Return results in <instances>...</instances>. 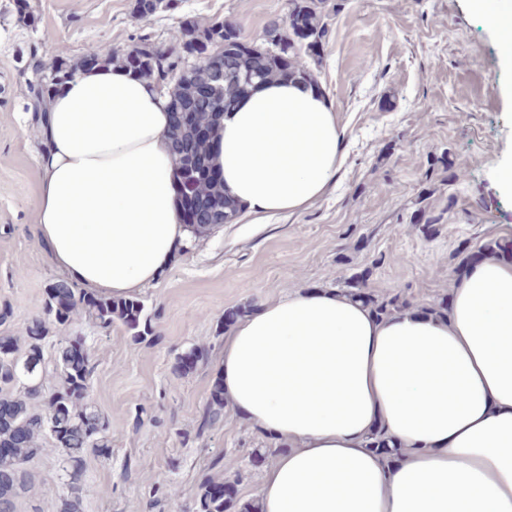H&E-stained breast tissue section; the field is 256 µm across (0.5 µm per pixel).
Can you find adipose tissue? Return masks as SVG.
Wrapping results in <instances>:
<instances>
[{"mask_svg":"<svg viewBox=\"0 0 512 512\" xmlns=\"http://www.w3.org/2000/svg\"><path fill=\"white\" fill-rule=\"evenodd\" d=\"M168 100L94 68L43 115L38 237L87 293L138 295L185 245ZM343 142L323 88L283 82L226 113L213 151L255 224L323 197ZM218 380L237 417L290 445L263 471L259 512H512V258L468 267L442 315L284 294L232 324ZM376 433L385 449L366 447Z\"/></svg>","mask_w":512,"mask_h":512,"instance_id":"obj_1","label":"adipose tissue"}]
</instances>
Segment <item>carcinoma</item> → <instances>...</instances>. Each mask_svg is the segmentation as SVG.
Listing matches in <instances>:
<instances>
[{
  "mask_svg": "<svg viewBox=\"0 0 512 512\" xmlns=\"http://www.w3.org/2000/svg\"><path fill=\"white\" fill-rule=\"evenodd\" d=\"M339 3L332 0H288V17L271 20L259 40H246L238 26L229 21L201 25L185 17L181 21V42L173 51H162L150 39L140 38L123 51L108 55V61L126 68L140 78L158 84L166 71L178 70L172 83L170 111L187 99L196 102V126L208 129L197 135L196 126L174 124L168 131L176 175L186 193L209 209L210 224H228L239 214L240 206L224 192L223 182L208 176L214 167L211 144L221 127L224 113L236 101L249 95L254 85L281 80L285 63L289 80L317 82L315 71L323 63V46L331 14ZM133 12L142 21L157 14L154 0H134ZM224 71V83L207 92L201 87L213 82V74ZM46 308L54 322L65 327L73 312L81 309L99 326L108 328L119 321L133 340L142 342L150 335L143 320L145 305L138 299L89 297L64 283L51 285L46 292ZM48 328L41 321L27 327L23 336H0V512H14L15 499L35 487L27 462L53 452L61 457L63 492L48 508L35 512H83L81 484L84 460L89 453L112 455L110 421L90 396L93 371L90 353L61 336L55 343L53 366L55 383L44 392L38 372L48 343ZM24 393L13 392L23 380ZM43 400L39 412L30 401ZM224 419V399L214 389L203 413L202 426L210 427ZM50 448H45L44 439ZM233 500L224 498V482L212 478L199 488L197 512H229Z\"/></svg>",
  "mask_w": 512,
  "mask_h": 512,
  "instance_id": "obj_1",
  "label": "carcinoma"
}]
</instances>
